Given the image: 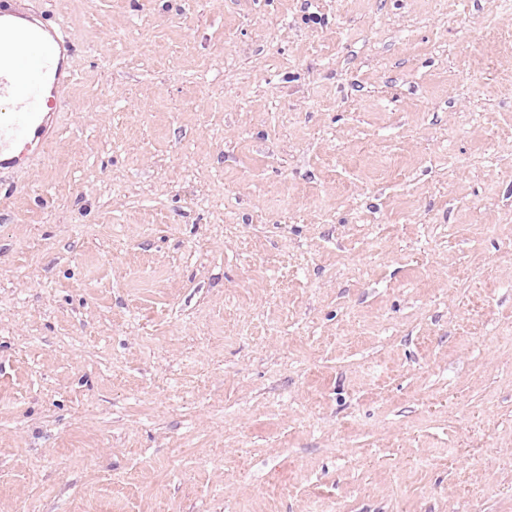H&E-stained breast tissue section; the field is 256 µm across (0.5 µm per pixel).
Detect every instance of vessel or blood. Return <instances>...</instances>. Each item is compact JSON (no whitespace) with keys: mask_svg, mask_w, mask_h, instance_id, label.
<instances>
[{"mask_svg":"<svg viewBox=\"0 0 512 512\" xmlns=\"http://www.w3.org/2000/svg\"><path fill=\"white\" fill-rule=\"evenodd\" d=\"M14 15L7 0H0V41L10 47L9 53L0 54V103L12 106L0 114V169L28 163L40 152L39 137L55 106L43 90L47 83H63L57 53L69 45L59 29L32 15L22 29L7 27Z\"/></svg>","mask_w":512,"mask_h":512,"instance_id":"vessel-or-blood-1","label":"vessel or blood"}]
</instances>
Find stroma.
<instances>
[{"mask_svg": "<svg viewBox=\"0 0 512 512\" xmlns=\"http://www.w3.org/2000/svg\"><path fill=\"white\" fill-rule=\"evenodd\" d=\"M0 512H512V0H16ZM9 0L0 1V43L6 39L11 51L0 54V103L14 105L17 112L0 114V169L29 163L41 150L38 140L55 112L53 100H46L43 89L53 81L55 93L68 77H63L61 51L70 48L62 32L46 25L36 16L13 10ZM11 17L24 19L27 24L12 29L5 25ZM59 58L57 61V53ZM30 56L36 68L35 78L25 77L20 59ZM20 93L21 98H16ZM19 150V152H17Z\"/></svg>", "mask_w": 512, "mask_h": 512, "instance_id": "stroma-1", "label": "stroma"}]
</instances>
